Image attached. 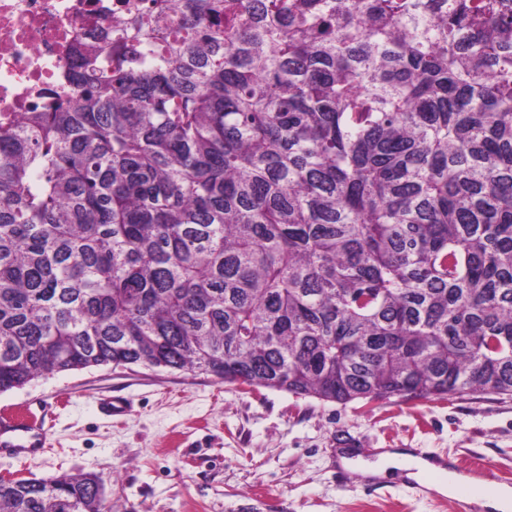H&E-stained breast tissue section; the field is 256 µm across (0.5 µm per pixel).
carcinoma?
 <instances>
[{
  "mask_svg": "<svg viewBox=\"0 0 512 512\" xmlns=\"http://www.w3.org/2000/svg\"><path fill=\"white\" fill-rule=\"evenodd\" d=\"M69 78L0 113V393L512 396V0H139ZM98 482L0 512H112Z\"/></svg>",
  "mask_w": 512,
  "mask_h": 512,
  "instance_id": "cac0c4a2",
  "label": "carcinoma"
}]
</instances>
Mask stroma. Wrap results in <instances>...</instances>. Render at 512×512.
<instances>
[{"label": "stroma", "mask_w": 512, "mask_h": 512, "mask_svg": "<svg viewBox=\"0 0 512 512\" xmlns=\"http://www.w3.org/2000/svg\"><path fill=\"white\" fill-rule=\"evenodd\" d=\"M111 395L131 400L130 415L100 413ZM27 408L48 410L50 447L0 454V476L94 473L112 512H454L453 500H415L393 476L341 481L340 435L365 442L367 463L378 448H425L454 457L463 475L491 467L512 487V396L341 405L201 373L101 366L0 393V412Z\"/></svg>", "instance_id": "1"}]
</instances>
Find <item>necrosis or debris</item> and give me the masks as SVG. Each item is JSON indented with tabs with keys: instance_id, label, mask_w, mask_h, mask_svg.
Returning <instances> with one entry per match:
<instances>
[{
	"instance_id": "necrosis-or-debris-1",
	"label": "necrosis or debris",
	"mask_w": 512,
	"mask_h": 512,
	"mask_svg": "<svg viewBox=\"0 0 512 512\" xmlns=\"http://www.w3.org/2000/svg\"><path fill=\"white\" fill-rule=\"evenodd\" d=\"M134 0H0V112H36L66 95L67 61Z\"/></svg>"
}]
</instances>
